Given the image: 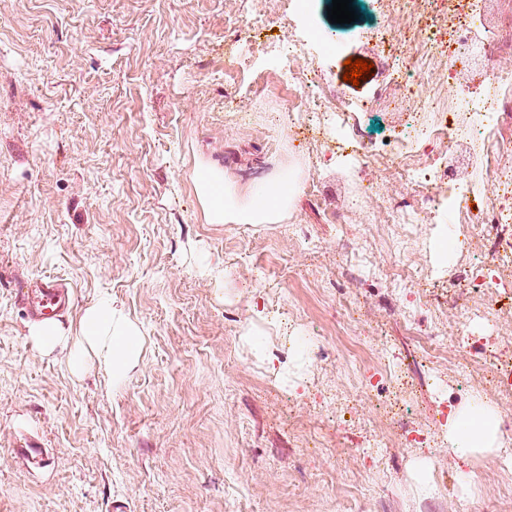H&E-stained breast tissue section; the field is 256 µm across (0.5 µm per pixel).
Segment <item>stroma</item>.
Wrapping results in <instances>:
<instances>
[{
  "mask_svg": "<svg viewBox=\"0 0 512 512\" xmlns=\"http://www.w3.org/2000/svg\"><path fill=\"white\" fill-rule=\"evenodd\" d=\"M331 3L298 19L290 0H0V512H512V437L462 461L430 421L479 397L512 422L494 384L512 290L466 277L512 223L446 260L447 225L351 210L371 181L416 206L353 156L426 122L432 98L395 110L368 12L340 53L306 41L352 114L346 148L272 123L300 104L289 43L310 25L337 37ZM473 15L495 38L501 0H419L410 28L446 41ZM258 17L270 48L242 51L234 32ZM357 58L373 68L355 86ZM202 166L240 194L275 177L297 192L279 223L212 224ZM381 250L393 261L373 268ZM37 277L69 287L64 329L104 298L138 327L122 386L34 345L17 295ZM304 332L320 349L299 352ZM412 429L432 446L407 447Z\"/></svg>",
  "mask_w": 512,
  "mask_h": 512,
  "instance_id": "35a3bbf8",
  "label": "stroma"
}]
</instances>
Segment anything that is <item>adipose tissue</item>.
Segmentation results:
<instances>
[{"label": "adipose tissue", "mask_w": 512, "mask_h": 512, "mask_svg": "<svg viewBox=\"0 0 512 512\" xmlns=\"http://www.w3.org/2000/svg\"><path fill=\"white\" fill-rule=\"evenodd\" d=\"M196 189L213 224H273L288 208V192L279 179L252 185L247 201L242 202L225 189L223 172L212 166L201 174ZM31 339L45 352L71 344L74 371H81L89 359H96L116 386L122 385L138 365L142 347L138 328L108 301L85 310L76 335H68L58 322L46 320L32 329ZM497 434V414L484 401L466 403L452 409L448 416V449L458 459L492 450Z\"/></svg>", "instance_id": "ef3b65f1"}]
</instances>
